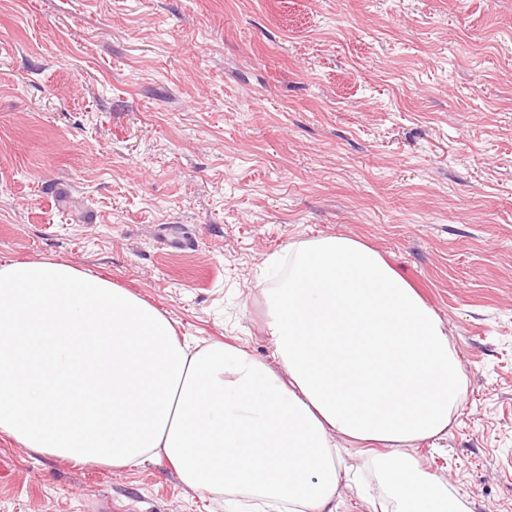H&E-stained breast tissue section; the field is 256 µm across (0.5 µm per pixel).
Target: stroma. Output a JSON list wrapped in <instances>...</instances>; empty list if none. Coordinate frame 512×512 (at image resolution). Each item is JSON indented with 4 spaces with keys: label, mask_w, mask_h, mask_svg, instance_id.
<instances>
[{
    "label": "stroma",
    "mask_w": 512,
    "mask_h": 512,
    "mask_svg": "<svg viewBox=\"0 0 512 512\" xmlns=\"http://www.w3.org/2000/svg\"><path fill=\"white\" fill-rule=\"evenodd\" d=\"M336 235L463 364L417 454L512 512V0H0V262H67L270 362L266 258ZM0 512L225 510L165 460L0 435Z\"/></svg>",
    "instance_id": "obj_1"
}]
</instances>
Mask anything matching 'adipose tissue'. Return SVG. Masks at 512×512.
Returning a JSON list of instances; mask_svg holds the SVG:
<instances>
[{"label":"adipose tissue","mask_w":512,"mask_h":512,"mask_svg":"<svg viewBox=\"0 0 512 512\" xmlns=\"http://www.w3.org/2000/svg\"><path fill=\"white\" fill-rule=\"evenodd\" d=\"M275 364L179 339L157 307L111 280L43 259L0 264V434L33 452L115 470L167 459L189 489L251 512H335L377 444L396 512H472L411 454L447 435L465 372L441 317L383 256L336 235L270 256Z\"/></svg>","instance_id":"adipose-tissue-1"}]
</instances>
